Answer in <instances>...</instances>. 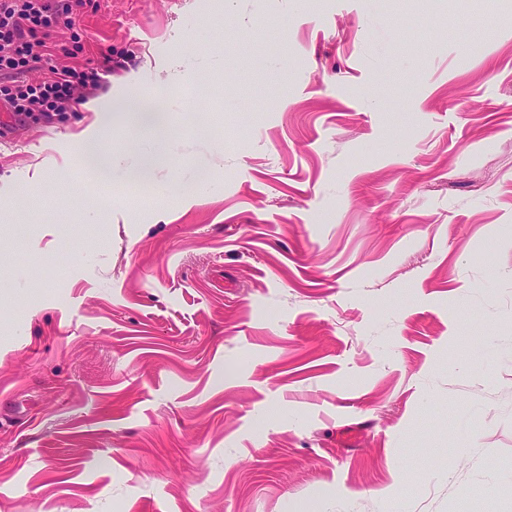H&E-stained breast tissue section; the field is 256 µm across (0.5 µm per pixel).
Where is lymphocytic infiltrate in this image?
Instances as JSON below:
<instances>
[{"mask_svg": "<svg viewBox=\"0 0 512 512\" xmlns=\"http://www.w3.org/2000/svg\"><path fill=\"white\" fill-rule=\"evenodd\" d=\"M82 0H0V73L12 84L0 86V101L15 118L35 112H73L102 88L109 65L65 67L48 83L32 84L23 76L50 61L58 45L52 35L72 27Z\"/></svg>", "mask_w": 512, "mask_h": 512, "instance_id": "obj_1", "label": "lymphocytic infiltrate"}]
</instances>
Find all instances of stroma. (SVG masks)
I'll return each mask as SVG.
<instances>
[{
    "mask_svg": "<svg viewBox=\"0 0 512 512\" xmlns=\"http://www.w3.org/2000/svg\"><path fill=\"white\" fill-rule=\"evenodd\" d=\"M54 40L30 83L124 66L0 106V512H512L500 0H83ZM159 88L170 166L92 183ZM81 162L99 181L112 178V171L123 165L126 153L112 150L95 139H85L81 146Z\"/></svg>",
    "mask_w": 512,
    "mask_h": 512,
    "instance_id": "obj_1",
    "label": "stroma"
}]
</instances>
